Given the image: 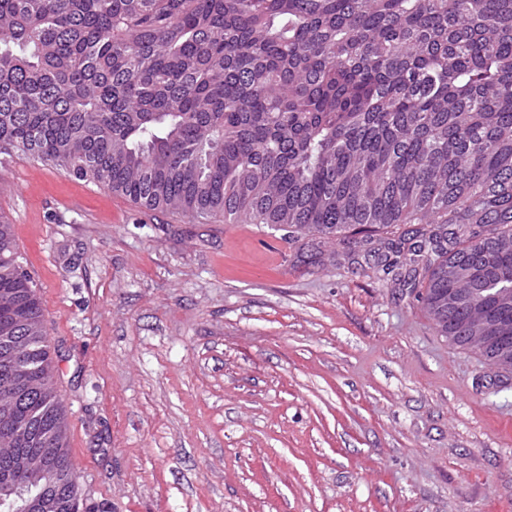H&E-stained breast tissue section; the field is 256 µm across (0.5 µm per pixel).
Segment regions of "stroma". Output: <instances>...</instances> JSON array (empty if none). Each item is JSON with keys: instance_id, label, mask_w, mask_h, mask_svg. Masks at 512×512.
I'll use <instances>...</instances> for the list:
<instances>
[{"instance_id": "stroma-1", "label": "stroma", "mask_w": 512, "mask_h": 512, "mask_svg": "<svg viewBox=\"0 0 512 512\" xmlns=\"http://www.w3.org/2000/svg\"><path fill=\"white\" fill-rule=\"evenodd\" d=\"M0 214L108 512H512V373L339 241L198 224L25 157Z\"/></svg>"}]
</instances>
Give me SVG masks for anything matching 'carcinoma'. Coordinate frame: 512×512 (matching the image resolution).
<instances>
[{
	"instance_id": "carcinoma-1",
	"label": "carcinoma",
	"mask_w": 512,
	"mask_h": 512,
	"mask_svg": "<svg viewBox=\"0 0 512 512\" xmlns=\"http://www.w3.org/2000/svg\"><path fill=\"white\" fill-rule=\"evenodd\" d=\"M33 156L197 223L379 247L422 303L512 289V0H0V161ZM482 308L437 328L454 336ZM0 418L40 440L33 486L79 497L36 284L0 216ZM25 439L0 430V484Z\"/></svg>"
}]
</instances>
